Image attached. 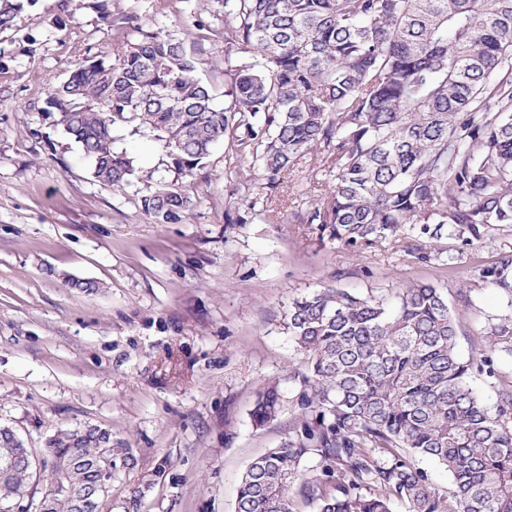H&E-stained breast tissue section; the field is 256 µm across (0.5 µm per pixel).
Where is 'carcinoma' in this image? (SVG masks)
<instances>
[{
	"mask_svg": "<svg viewBox=\"0 0 512 512\" xmlns=\"http://www.w3.org/2000/svg\"><path fill=\"white\" fill-rule=\"evenodd\" d=\"M36 0H0V28ZM102 20L133 39L118 58L88 55L54 87L43 111L79 144L97 182L132 184L125 137L153 142L141 212L183 221L184 179L224 141L257 165L269 189L324 149L327 184L314 187L304 224L330 225L347 245L417 232L469 245L512 226V0H224L229 83L217 106L198 59L154 23ZM512 299V255L483 271ZM284 328L300 355L299 404L317 412L242 477L236 512H512V384L487 407L468 378L512 356V314L465 359L443 289L410 284L389 302L342 288L293 301ZM276 389L261 394L255 425L276 419ZM0 428V512H30L33 470L13 461ZM316 451L318 474L301 464ZM107 453L92 434L61 429L43 449L39 499L75 512L97 489ZM448 472L435 487L415 464Z\"/></svg>",
	"mask_w": 512,
	"mask_h": 512,
	"instance_id": "1",
	"label": "carcinoma"
}]
</instances>
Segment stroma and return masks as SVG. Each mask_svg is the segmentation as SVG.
Returning <instances> with one entry per match:
<instances>
[{
  "label": "stroma",
  "mask_w": 512,
  "mask_h": 512,
  "mask_svg": "<svg viewBox=\"0 0 512 512\" xmlns=\"http://www.w3.org/2000/svg\"><path fill=\"white\" fill-rule=\"evenodd\" d=\"M201 11L216 36L186 26ZM154 15L193 48L203 79L223 89L220 0H112ZM122 35L89 0H38L0 30V426L25 447L56 430L94 424L130 449L112 472L105 512H235L248 465L288 438L299 355L284 328L289 305L333 286L394 298L414 283L445 287L470 356L512 304L481 274L512 251V227L471 244L399 235L348 245L302 224L317 165L285 188H265L251 158L218 144L192 177L179 224L144 216L135 187L92 176L79 146L42 107L83 57L118 56ZM422 248L428 260L414 258ZM77 277L100 283L87 295ZM277 387L281 411L258 427V397Z\"/></svg>",
  "instance_id": "35a3bbf8"
}]
</instances>
